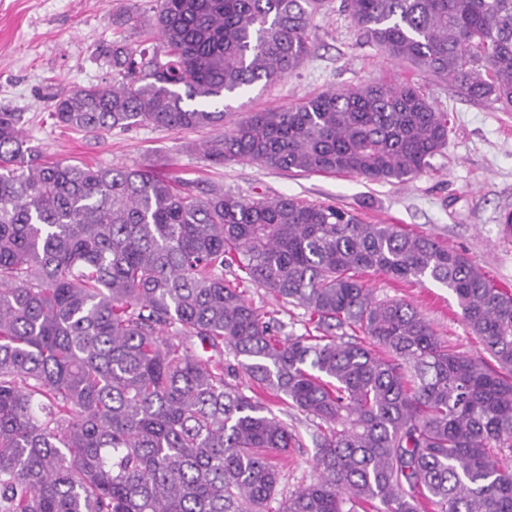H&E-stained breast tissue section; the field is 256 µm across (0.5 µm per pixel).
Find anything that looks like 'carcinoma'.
<instances>
[{
	"instance_id": "cac0c4a2",
	"label": "carcinoma",
	"mask_w": 512,
	"mask_h": 512,
	"mask_svg": "<svg viewBox=\"0 0 512 512\" xmlns=\"http://www.w3.org/2000/svg\"><path fill=\"white\" fill-rule=\"evenodd\" d=\"M327 5L151 0L159 46L113 40L111 78L51 95L49 116L211 128L194 150L214 165L423 175L448 115L411 81L224 128L226 97L311 54ZM342 8L387 57L512 111V0ZM22 120L0 112V512H512V291L465 253L335 204L44 162ZM365 271L446 286L489 359L375 299ZM250 285L304 308L305 333L280 335ZM259 390L318 421L314 481L281 488L275 457L304 444Z\"/></svg>"
}]
</instances>
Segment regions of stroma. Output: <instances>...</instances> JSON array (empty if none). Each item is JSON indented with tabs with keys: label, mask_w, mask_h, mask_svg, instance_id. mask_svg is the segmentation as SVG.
I'll use <instances>...</instances> for the list:
<instances>
[{
	"label": "stroma",
	"mask_w": 512,
	"mask_h": 512,
	"mask_svg": "<svg viewBox=\"0 0 512 512\" xmlns=\"http://www.w3.org/2000/svg\"><path fill=\"white\" fill-rule=\"evenodd\" d=\"M140 23L121 28L126 12ZM148 0H0V112L24 113L25 134L42 159L112 168L145 164L163 177L220 185L246 197L287 195L308 203L353 209L371 224H399L464 251L500 287L512 289V237L501 217L512 211V112L468 99L447 81L391 61L366 40L332 0L315 19L310 57L287 78L255 85L230 103L226 124L253 112L288 108L331 87L377 81L418 83L437 111L448 115V145L427 174L406 182L372 183L352 176L270 170L255 163L211 165L191 144L214 137L212 129L141 127L99 137L55 125L51 91L108 79L100 47L122 37L132 46L157 41L145 20ZM377 299L412 303L450 348L477 357L484 350L462 322L448 288L427 280L402 283L367 274Z\"/></svg>",
	"instance_id": "35a3bbf8"
}]
</instances>
